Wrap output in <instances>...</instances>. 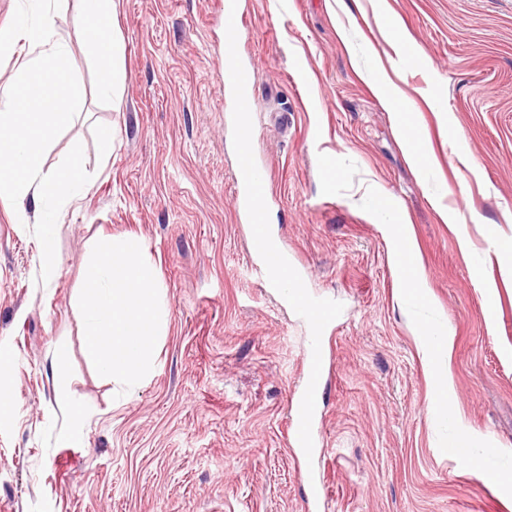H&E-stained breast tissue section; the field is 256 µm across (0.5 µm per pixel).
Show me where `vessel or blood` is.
Here are the masks:
<instances>
[{"label": "vessel or blood", "mask_w": 512, "mask_h": 512, "mask_svg": "<svg viewBox=\"0 0 512 512\" xmlns=\"http://www.w3.org/2000/svg\"><path fill=\"white\" fill-rule=\"evenodd\" d=\"M224 80L235 94L238 111L246 114L254 112L251 97L252 73L241 63L235 46L231 43L226 44L224 48ZM240 156L233 194L236 204L247 211L251 223V238L254 243L259 244L270 239V229L264 221L265 178L252 161L248 143H241ZM286 262V255L281 249L271 248L262 252L259 263L264 285H271L273 271L281 268ZM297 307L309 319L317 336L316 341H313L307 350L305 385L299 398L292 430L295 447L305 450L314 444L312 422L318 412V397L325 365V356L318 336L334 319L335 311L329 307L310 305L302 299L298 300Z\"/></svg>", "instance_id": "1"}]
</instances>
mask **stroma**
<instances>
[{
	"label": "stroma",
	"instance_id": "35a3bbf8",
	"mask_svg": "<svg viewBox=\"0 0 512 512\" xmlns=\"http://www.w3.org/2000/svg\"><path fill=\"white\" fill-rule=\"evenodd\" d=\"M118 0L126 78L102 96L77 0H50L87 95L45 165L81 148L91 185L56 221L61 276L36 281L39 224L0 201V512H512V0ZM401 24L424 61L381 30ZM256 65L264 118L250 130L266 211L312 301L335 306L315 446L298 466L287 425L305 383L310 327L260 285L233 198L241 134L224 90L227 38ZM392 73L435 161L409 163L372 76ZM112 128L109 159L97 149ZM411 224L424 302L399 298L373 197ZM460 220L444 223L441 207ZM135 235L169 303L154 367L135 389L100 376L74 302L90 244ZM470 242L461 250L460 238ZM449 332L425 361L416 322ZM68 357L52 375L57 347ZM452 378L457 421L433 413ZM86 417L80 447L67 430ZM470 465H456L454 446ZM324 477L320 508L307 475Z\"/></svg>",
	"mask_w": 512,
	"mask_h": 512
}]
</instances>
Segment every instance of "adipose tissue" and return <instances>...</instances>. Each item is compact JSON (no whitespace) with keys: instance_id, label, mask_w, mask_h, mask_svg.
Segmentation results:
<instances>
[{"instance_id":"1","label":"adipose tissue","mask_w":512,"mask_h":512,"mask_svg":"<svg viewBox=\"0 0 512 512\" xmlns=\"http://www.w3.org/2000/svg\"><path fill=\"white\" fill-rule=\"evenodd\" d=\"M43 0H30L39 13L35 20L19 18L0 28V53L18 42L30 47L29 56L10 78L9 90L0 95V198L16 206L32 202L43 226L37 274L50 284L61 274L52 227L87 190L83 156L73 149L61 168L45 166V157L59 126L71 120V107L85 98L84 84L71 73L64 46L55 41V21ZM90 58L98 66L102 92L118 93L125 80L120 40L111 28L115 0H78ZM392 245V260L401 275L403 296L423 299L428 281L419 260L411 229L404 219L383 223Z\"/></svg>"}]
</instances>
